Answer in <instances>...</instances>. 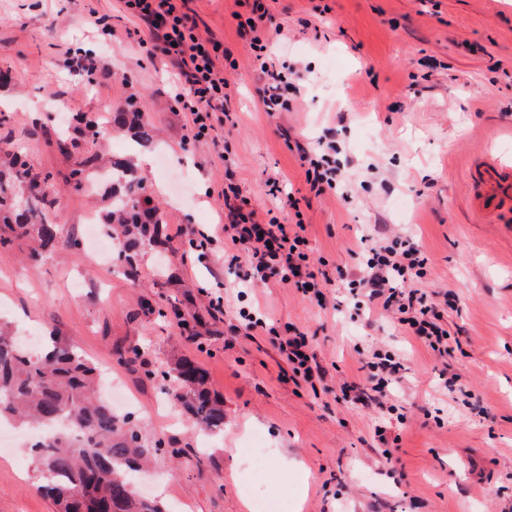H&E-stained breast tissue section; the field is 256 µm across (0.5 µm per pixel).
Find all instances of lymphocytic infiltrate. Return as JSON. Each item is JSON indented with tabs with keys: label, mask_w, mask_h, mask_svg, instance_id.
<instances>
[{
	"label": "lymphocytic infiltrate",
	"mask_w": 512,
	"mask_h": 512,
	"mask_svg": "<svg viewBox=\"0 0 512 512\" xmlns=\"http://www.w3.org/2000/svg\"><path fill=\"white\" fill-rule=\"evenodd\" d=\"M121 2L125 13L146 26L147 51L170 59L177 67L174 109L191 113L192 138H217L213 117L224 108V89L228 84L223 69L217 65L218 43L197 34L185 10L187 0ZM268 17L263 0H254L249 30L253 35L251 50L261 72L259 101L264 111L285 112L290 107L286 95L288 75L263 60ZM324 145V152L306 150L301 154L306 181L318 194L335 188L337 179L329 156L336 148L333 133L325 134ZM224 194V238L249 257L254 282H284L314 298L318 305H326L328 282L319 279L311 265L306 224H286L275 216L258 220L247 200L239 198L235 185H225ZM427 263V257L413 239L403 240L387 231L366 251L358 273L351 275L342 270L338 279L348 287L361 290L368 303L379 305L408 337L441 356L448 351L450 335L444 326V314L452 303L448 293H440L433 299L417 289V282L427 275ZM240 317L247 330L266 331L294 378L310 384L326 380L327 370L311 355L307 336L289 327L280 330L269 326L250 311H241ZM363 369L364 380L350 384V391L360 403L387 409L395 385L406 377L405 356L375 348L367 355Z\"/></svg>",
	"instance_id": "f902f5d3"
}]
</instances>
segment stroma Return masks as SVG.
<instances>
[{
  "mask_svg": "<svg viewBox=\"0 0 512 512\" xmlns=\"http://www.w3.org/2000/svg\"><path fill=\"white\" fill-rule=\"evenodd\" d=\"M275 63L305 80L288 112L263 111L259 72L238 25L252 0H187L197 32L227 50L224 136L196 141L186 112L172 109L171 64L147 58L143 25L119 0H0V138L61 192L49 220L81 238L39 263L33 244L0 250V320L35 342L45 324L76 343L106 380L120 383L143 433L178 442L179 458L158 457L139 482L169 512H245L249 464L241 445L261 433L287 467L270 464L267 493L292 512H512V224L496 223L473 204L471 170L490 150L512 161V0H266ZM112 19L104 37L83 24L88 7ZM92 54L96 83L65 65L67 49ZM146 108L155 139L141 176L167 214L164 267L143 249L139 281L113 273L82 238L98 205L67 178L74 164L56 145L60 112L101 119L129 100ZM333 128L348 195L310 191L297 151ZM233 179L258 216L302 219L310 258L331 277L334 305L318 306L295 288L246 281V261L228 265L223 245L190 249L183 225L220 236L224 182ZM280 182L270 195L268 179ZM299 201L284 206V194ZM413 236L429 258L422 288L459 298L448 314L455 340L433 356L398 324L374 312L350 317L337 268L356 272L359 242L373 225ZM223 294L224 309L211 299ZM172 302L192 320L146 314L141 299ZM268 324L305 333L329 376L296 381L264 332L246 331L240 308ZM403 354L409 371L392 402L397 414L344 400V383L361 380L366 351ZM140 348L133 356L132 348ZM181 358L208 373L224 400V426L200 430L151 372ZM459 374L476 389L471 406L454 402L438 378ZM392 450L399 463L389 462ZM0 512H55L37 489L34 461L22 443L0 453Z\"/></svg>",
  "mask_w": 512,
  "mask_h": 512,
  "instance_id": "stroma-1",
  "label": "stroma"
}]
</instances>
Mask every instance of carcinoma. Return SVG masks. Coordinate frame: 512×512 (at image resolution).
<instances>
[{"label": "carcinoma", "instance_id": "carcinoma-1", "mask_svg": "<svg viewBox=\"0 0 512 512\" xmlns=\"http://www.w3.org/2000/svg\"><path fill=\"white\" fill-rule=\"evenodd\" d=\"M111 122L131 130L138 145L153 141V127L138 108L112 113ZM100 140L98 123L81 112L60 128V152L80 155L70 173L74 188L97 177ZM108 169L112 182L104 194L112 198V209L103 224L121 239L116 266L134 282L141 248L166 245L164 215L129 159L115 157ZM52 179L51 172L20 160L0 170V223L10 230L0 233V249L30 237L36 247L29 260L37 263L60 247L75 245L77 238L63 225L46 219L56 203L47 191ZM49 339L51 347L38 354L12 334L8 323H0V418L63 424L33 445L38 488L52 497L59 512H167L162 501L136 497L128 489V475L143 472L150 458L166 451L167 442L146 439L133 420L117 416L101 392L97 365L55 334ZM159 376L177 384V401L196 424L211 431L224 427V402L212 395L208 375L197 362L181 359Z\"/></svg>", "mask_w": 512, "mask_h": 512}]
</instances>
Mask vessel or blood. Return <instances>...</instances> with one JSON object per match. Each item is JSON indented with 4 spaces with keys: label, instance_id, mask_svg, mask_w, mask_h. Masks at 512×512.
<instances>
[{
    "label": "vessel or blood",
    "instance_id": "b4317fda",
    "mask_svg": "<svg viewBox=\"0 0 512 512\" xmlns=\"http://www.w3.org/2000/svg\"><path fill=\"white\" fill-rule=\"evenodd\" d=\"M474 200L479 212L512 222V163L489 154L473 177Z\"/></svg>",
    "mask_w": 512,
    "mask_h": 512
}]
</instances>
